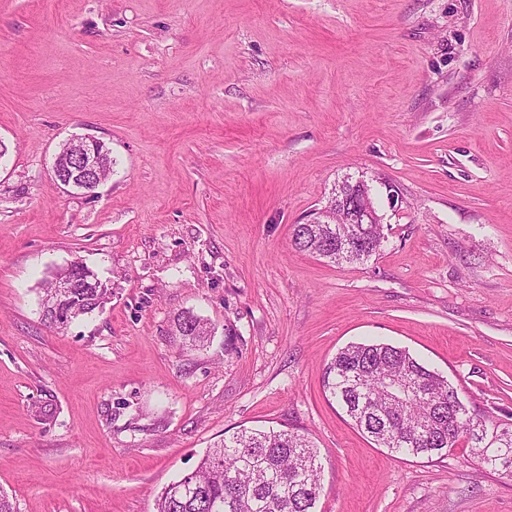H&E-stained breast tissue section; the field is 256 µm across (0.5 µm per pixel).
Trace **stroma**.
<instances>
[{"label":"stroma","instance_id":"obj_1","mask_svg":"<svg viewBox=\"0 0 512 512\" xmlns=\"http://www.w3.org/2000/svg\"><path fill=\"white\" fill-rule=\"evenodd\" d=\"M83 135L114 160L91 193L52 171ZM0 142L17 512H155L215 443L281 425L319 452L318 512H512V471L392 453L323 387L378 340L512 426V0H0ZM347 177L382 251L296 250ZM76 259L109 299L48 326ZM184 311L207 342L174 335Z\"/></svg>","mask_w":512,"mask_h":512}]
</instances>
